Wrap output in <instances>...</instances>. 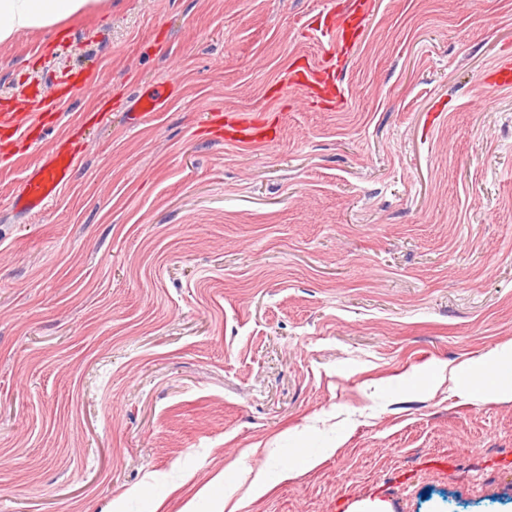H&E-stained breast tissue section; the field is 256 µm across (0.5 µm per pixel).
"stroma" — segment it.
I'll list each match as a JSON object with an SVG mask.
<instances>
[{
	"instance_id": "obj_1",
	"label": "stroma",
	"mask_w": 512,
	"mask_h": 512,
	"mask_svg": "<svg viewBox=\"0 0 512 512\" xmlns=\"http://www.w3.org/2000/svg\"><path fill=\"white\" fill-rule=\"evenodd\" d=\"M508 55L512 0H112L0 45V111L58 102L0 156V512H512ZM76 166V155L69 149L52 152L39 164L30 168L23 188L15 197V208L24 213L47 209L60 188L68 184Z\"/></svg>"
}]
</instances>
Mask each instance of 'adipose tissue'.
Returning <instances> with one entry per match:
<instances>
[{
	"label": "adipose tissue",
	"mask_w": 512,
	"mask_h": 512,
	"mask_svg": "<svg viewBox=\"0 0 512 512\" xmlns=\"http://www.w3.org/2000/svg\"><path fill=\"white\" fill-rule=\"evenodd\" d=\"M108 6V0H0V44L24 32L94 16Z\"/></svg>",
	"instance_id": "1"
}]
</instances>
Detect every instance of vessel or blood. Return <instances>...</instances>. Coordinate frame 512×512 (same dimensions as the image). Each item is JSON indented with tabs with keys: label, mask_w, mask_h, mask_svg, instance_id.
Segmentation results:
<instances>
[{
	"label": "vessel or blood",
	"mask_w": 512,
	"mask_h": 512,
	"mask_svg": "<svg viewBox=\"0 0 512 512\" xmlns=\"http://www.w3.org/2000/svg\"><path fill=\"white\" fill-rule=\"evenodd\" d=\"M0 125L11 131L12 138L25 137L31 125L29 100L18 96L10 112L0 115ZM76 166V155L68 149L52 152L39 164L30 168L23 188L14 204L18 211L36 213L47 209L55 200L60 188L68 184Z\"/></svg>",
	"instance_id": "1"
}]
</instances>
